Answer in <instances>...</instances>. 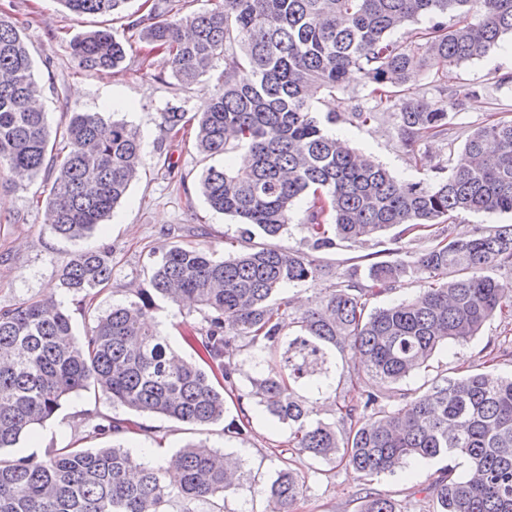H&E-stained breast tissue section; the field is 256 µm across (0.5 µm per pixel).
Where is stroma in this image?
Masks as SVG:
<instances>
[{"label":"stroma","mask_w":512,"mask_h":512,"mask_svg":"<svg viewBox=\"0 0 512 512\" xmlns=\"http://www.w3.org/2000/svg\"><path fill=\"white\" fill-rule=\"evenodd\" d=\"M144 0H129L125 15L99 16L71 13L60 0H0V11L17 20L29 48L35 75L43 89L42 103L52 129H63L76 112H99L105 118L125 120L138 128L145 147L144 167L104 225L79 241L57 237L49 223L47 196L53 180L45 169L26 187L0 185V308L6 309L30 299L55 297L71 318L72 331L81 337L95 318L117 304L134 299L146 287L152 265L172 246H197L221 260L245 249L241 224L235 217L215 212L199 191L203 172L212 165H229L233 155L208 157L194 147L196 121L205 97L212 93L219 70H212L192 86H182L171 72L166 50L145 52L137 37L127 29L128 14L140 10ZM111 29L128 46L117 73L82 68L72 54L71 42L93 29ZM148 55L150 67L140 70L141 55ZM512 37L503 36L487 56L460 63L448 72L447 84H440L432 72H418L405 84L410 98H439L441 91L466 94L461 110L451 115L447 138H425L414 151H407L398 134L394 109L376 108L371 87L355 80L333 95L322 96L317 111H336L333 127L338 137L371 154L398 180L430 181L438 166L454 168L464 159L467 136L491 115L512 114ZM360 106L376 108L375 121L363 126L350 122L347 111ZM179 109L185 114L183 135L172 137L161 131L162 112ZM306 199H298L292 218L275 244L308 254L327 272L297 286L284 288L283 298L300 305L324 297L337 284L338 274L357 268L367 270L375 262L398 261L413 264L430 246L429 236L402 233L394 227L352 243L337 241L334 248L315 251L302 225ZM108 246L112 249V278L105 288L86 301L65 293L59 282L64 265L78 250ZM160 332L171 348L183 357L192 349L183 338L182 327L203 326L204 314L196 306L159 304L154 312ZM471 370L505 376L512 373V318L490 319L468 343L438 350L429 370L415 372L400 383V390L423 387L434 375H457ZM249 430L242 435L225 434L223 423L198 426L157 415H139L111 401L94 389L67 396L54 417L18 445L20 453L44 455L48 449L77 446L96 449L120 444L148 448L156 460L170 459L190 443L236 453L244 460L246 484L237 494L227 496L226 512H265L266 498L260 485L280 465V453L288 445L287 426L252 411ZM129 419L139 424L135 433L97 435L93 428L109 418ZM446 462L435 459L413 468L410 476L381 475L370 480L354 471L295 458V466L306 478V492L295 512H359L366 491L387 495L405 512H432L426 487L436 480Z\"/></svg>","instance_id":"stroma-1"}]
</instances>
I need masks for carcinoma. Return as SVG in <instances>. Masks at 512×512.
I'll return each instance as SVG.
<instances>
[{"instance_id":"obj_1","label":"carcinoma","mask_w":512,"mask_h":512,"mask_svg":"<svg viewBox=\"0 0 512 512\" xmlns=\"http://www.w3.org/2000/svg\"><path fill=\"white\" fill-rule=\"evenodd\" d=\"M71 12L108 14L127 0H61ZM169 0L129 21L145 42L166 49L172 75L184 85L224 61L222 85L201 105L196 149L209 156L239 151L236 166L209 167L200 192L215 211L241 220V233L278 238L294 203L308 198L302 224L311 248L335 239L358 242L404 225L421 230L462 212L512 213V119L475 129L467 163L429 183L396 179L382 164L335 135L314 102L362 77L376 85V106L391 105L401 139L448 134V108L475 91L441 101L402 96L416 69L448 68L486 56L512 34V0H217L178 19ZM475 15L477 23L471 22ZM429 19L425 28L403 30ZM402 36H396L397 32ZM87 70L116 69L125 45L107 30L72 42ZM164 131L179 132L185 113H160ZM52 130L41 103L30 52L14 19L0 13V177L14 187L45 168ZM66 154L55 164L47 203L52 229L67 240L88 237L139 174L143 140L124 121L76 112L61 133ZM512 270V225L446 235L419 258L430 274L452 271L409 301L370 307L407 276L402 263L378 262L369 282L342 274L336 287L304 311L289 312L282 289L326 270L304 254L264 245L216 261L173 246L154 265L136 299L99 316L81 339L52 296L0 309V512H180L223 499L240 486L243 460L204 444L188 445L167 463H153L121 445L90 450L51 448L41 456L5 453L52 418L68 395L93 387L112 404L192 423L225 420V397L237 415L224 431L240 435L251 418L237 391V355L250 348L268 370L251 379L248 396L290 429L289 444L315 462L351 468L367 479L446 458L428 487L433 512H512V374L467 373L403 392L392 406L381 392L336 400V353L348 350L352 386L366 379L396 385L445 345L473 339L497 312L512 316V283L486 274ZM112 250L84 249L62 269L60 286L78 295L103 288ZM196 299L207 325L189 329L197 359L177 357L156 330V300ZM328 402L338 422L320 416ZM461 462L464 476L456 474ZM304 477L288 460L263 487L268 500L291 512ZM360 512H401L369 494Z\"/></svg>"}]
</instances>
